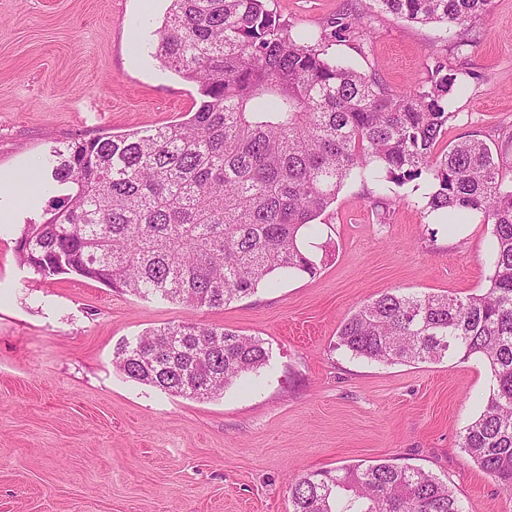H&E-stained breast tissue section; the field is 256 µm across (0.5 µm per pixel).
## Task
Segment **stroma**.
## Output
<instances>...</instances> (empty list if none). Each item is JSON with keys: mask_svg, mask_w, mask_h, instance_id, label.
Instances as JSON below:
<instances>
[{"mask_svg": "<svg viewBox=\"0 0 512 512\" xmlns=\"http://www.w3.org/2000/svg\"><path fill=\"white\" fill-rule=\"evenodd\" d=\"M267 6L318 33L358 9L372 40L329 51L396 92L422 84L433 61L466 67L469 91L448 106V138L484 140L512 180V0H493L459 47L372 0ZM167 7L0 0V178L76 138L184 119L197 88L153 55ZM426 191L397 188L381 224L366 189L345 186L309 240L316 276L280 278L216 310L33 274L15 245L52 193L11 204L0 223V512H293L296 478L380 460L437 475L465 512H512V495L459 446L492 384L481 358L384 363L336 346L345 319L383 293L464 297L485 286L491 225L472 214L448 230L424 210ZM186 320L259 337L268 365L209 399L169 395L114 365L121 340Z\"/></svg>", "mask_w": 512, "mask_h": 512, "instance_id": "35a3bbf8", "label": "stroma"}]
</instances>
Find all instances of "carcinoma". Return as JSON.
<instances>
[{"mask_svg":"<svg viewBox=\"0 0 512 512\" xmlns=\"http://www.w3.org/2000/svg\"><path fill=\"white\" fill-rule=\"evenodd\" d=\"M417 24L452 28L492 0H374ZM331 37L367 40L356 12L326 22ZM155 57L197 86L183 121L74 139L36 163L34 177L66 188L17 240L21 266L43 278L77 275L140 298L221 309L273 276H314L303 239L347 184L391 204L393 186L419 180L427 213L451 223L482 214L493 226L486 286L465 297L387 292L340 326L338 346L376 362L480 356L493 384L460 448L512 493V181L489 146L448 133V99L470 72L436 61L428 79L392 91L375 74L331 56L323 43L266 8V0H170ZM256 337L183 321L115 348L129 378L174 396L208 399L259 372ZM293 512H463L448 483L389 462L297 478Z\"/></svg>","mask_w":512,"mask_h":512,"instance_id":"1","label":"carcinoma"}]
</instances>
